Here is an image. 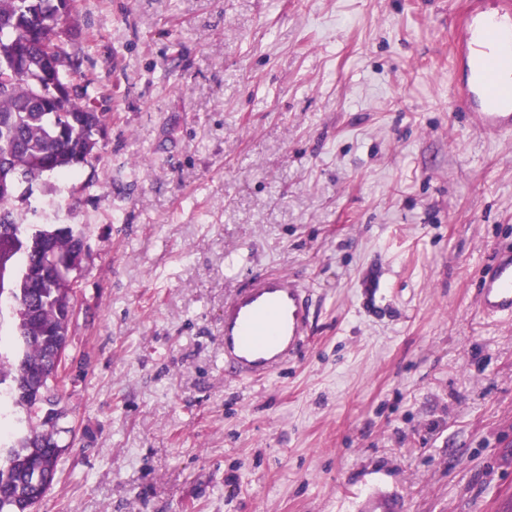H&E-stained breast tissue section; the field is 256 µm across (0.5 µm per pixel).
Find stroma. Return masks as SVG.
Masks as SVG:
<instances>
[{
	"mask_svg": "<svg viewBox=\"0 0 512 512\" xmlns=\"http://www.w3.org/2000/svg\"><path fill=\"white\" fill-rule=\"evenodd\" d=\"M463 0H78L110 91L99 158L27 224L84 229L36 512H512V322L475 280L512 241V132L448 101ZM298 277L300 358L224 376V301ZM401 498L384 488H375L366 493L358 505V512H401Z\"/></svg>",
	"mask_w": 512,
	"mask_h": 512,
	"instance_id": "35a3bbf8",
	"label": "stroma"
}]
</instances>
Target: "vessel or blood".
Wrapping results in <instances>:
<instances>
[{
    "label": "vessel or blood",
    "instance_id": "obj_1",
    "mask_svg": "<svg viewBox=\"0 0 512 512\" xmlns=\"http://www.w3.org/2000/svg\"><path fill=\"white\" fill-rule=\"evenodd\" d=\"M452 109L484 134L512 131V0H471L453 44ZM476 299L488 317L512 319V247L495 248ZM309 294L297 277L256 272L224 303V374L263 381L302 352L311 333ZM358 512H402L393 492L376 488Z\"/></svg>",
    "mask_w": 512,
    "mask_h": 512
}]
</instances>
